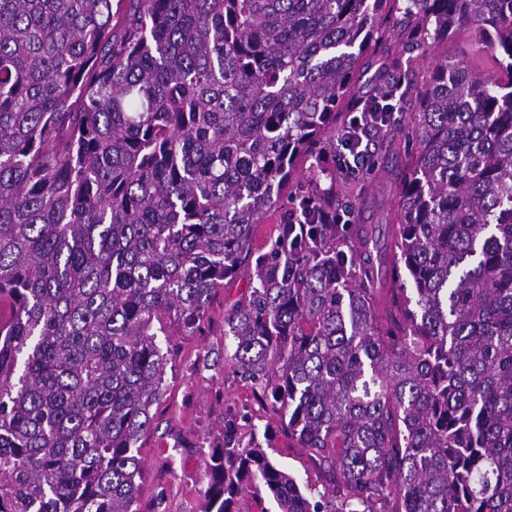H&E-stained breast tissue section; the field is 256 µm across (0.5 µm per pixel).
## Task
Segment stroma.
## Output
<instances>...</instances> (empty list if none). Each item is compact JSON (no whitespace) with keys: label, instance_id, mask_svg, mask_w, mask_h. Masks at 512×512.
Returning a JSON list of instances; mask_svg holds the SVG:
<instances>
[{"label":"stroma","instance_id":"stroma-1","mask_svg":"<svg viewBox=\"0 0 512 512\" xmlns=\"http://www.w3.org/2000/svg\"><path fill=\"white\" fill-rule=\"evenodd\" d=\"M444 56L466 59L478 72L497 69L490 53L476 50L473 33L466 28L447 44L416 53V64L424 72ZM360 187L361 197L353 213L344 216V223L387 229L395 210V183L373 173L364 175ZM245 287L240 279L214 295L201 332L192 334L172 325L159 339L170 363L165 394L152 407V426L140 441L144 469L139 512H200L208 483L209 446L219 438L225 416L234 412L248 415L251 423L268 431L264 450L299 481H322L319 470L283 430L277 409L257 405L250 389L224 360V312Z\"/></svg>","mask_w":512,"mask_h":512}]
</instances>
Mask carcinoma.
<instances>
[{
  "label": "carcinoma",
  "mask_w": 512,
  "mask_h": 512,
  "mask_svg": "<svg viewBox=\"0 0 512 512\" xmlns=\"http://www.w3.org/2000/svg\"><path fill=\"white\" fill-rule=\"evenodd\" d=\"M461 26L512 74V0H0V512H138L158 336L243 276L224 359L325 484L231 414L202 512H512V80L402 53ZM369 54L403 96L357 129L411 145L392 248L324 161L366 173Z\"/></svg>",
  "instance_id": "obj_1"
}]
</instances>
